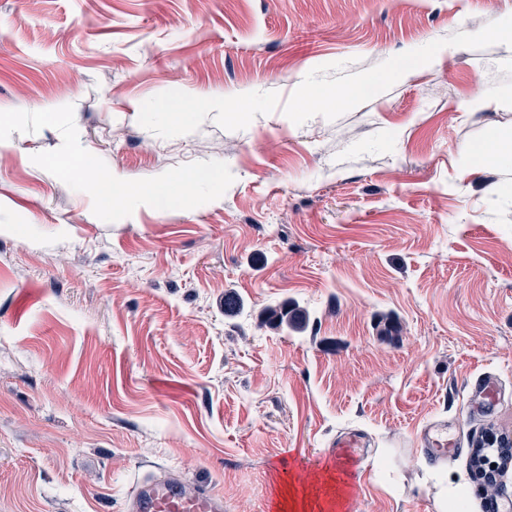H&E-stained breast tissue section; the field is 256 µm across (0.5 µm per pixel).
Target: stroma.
Wrapping results in <instances>:
<instances>
[{
	"mask_svg": "<svg viewBox=\"0 0 512 512\" xmlns=\"http://www.w3.org/2000/svg\"><path fill=\"white\" fill-rule=\"evenodd\" d=\"M512 0H0V512H123L151 473L284 512L354 435L359 512H512ZM210 108L182 123L168 103ZM174 203L113 209L71 146ZM241 312H224L225 292ZM298 327L265 323L282 304ZM499 385L491 405L474 387ZM443 422L460 446L432 459ZM209 106L210 103L204 98L188 95L171 103L168 107V112L173 119L183 122L192 114V112L206 109ZM422 441L431 455L446 457L458 448V443L454 439H448L447 436L433 427L424 429Z\"/></svg>",
	"mask_w": 512,
	"mask_h": 512,
	"instance_id": "1",
	"label": "stroma"
}]
</instances>
